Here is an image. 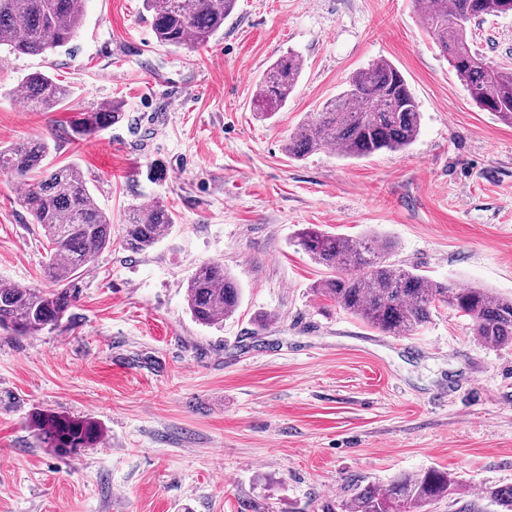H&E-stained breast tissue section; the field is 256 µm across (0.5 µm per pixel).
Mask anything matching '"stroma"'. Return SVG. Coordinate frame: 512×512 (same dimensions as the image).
Listing matches in <instances>:
<instances>
[{"instance_id": "35a3bbf8", "label": "stroma", "mask_w": 512, "mask_h": 512, "mask_svg": "<svg viewBox=\"0 0 512 512\" xmlns=\"http://www.w3.org/2000/svg\"><path fill=\"white\" fill-rule=\"evenodd\" d=\"M512 66V15L472 23ZM304 61L285 107L253 101L279 56ZM414 92L409 147L349 159L288 157L307 113L374 61ZM40 71L69 86L51 112L20 104ZM124 119L77 139L79 112ZM49 143L77 165L113 240L68 319L0 330V512H345L357 487L437 469L467 495L512 486V345L479 343L438 308L418 332L375 330L315 293L326 271L298 244L309 225L392 238L396 265L512 296V125L480 110L424 28L418 0H238L208 46L159 45L143 0H87L69 49L0 46V145ZM0 173V278L42 288L49 253ZM164 200L175 224L147 250L120 240L129 208ZM217 261L241 284L223 324L192 320L186 287ZM86 419L78 455L40 447L32 417Z\"/></svg>"}]
</instances>
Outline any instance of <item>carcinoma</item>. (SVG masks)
I'll use <instances>...</instances> for the list:
<instances>
[{
	"instance_id": "1",
	"label": "carcinoma",
	"mask_w": 512,
	"mask_h": 512,
	"mask_svg": "<svg viewBox=\"0 0 512 512\" xmlns=\"http://www.w3.org/2000/svg\"><path fill=\"white\" fill-rule=\"evenodd\" d=\"M157 41L175 49L208 45L224 28L236 0H144ZM86 0H0V46L30 55L67 46L82 25ZM512 14V0H430L421 19L456 76L483 111L512 124V66L488 60L469 37L471 24L486 16ZM303 72V60L289 52L274 61L260 79L255 108L270 115L286 105ZM24 103L33 112L66 105L70 90L45 73L23 81ZM121 107L111 103L81 112L71 127L82 138L118 123ZM419 104L402 72L381 59L356 71L346 89L318 112H310L288 136L284 149L299 159L336 147L347 157L364 158L398 151L417 137ZM47 143L41 139L0 147V171L26 186L22 198L51 245L44 266L46 288H22L0 280V329L17 336L58 326L76 300V283L99 251L112 244V217L99 208L88 181L73 164L47 166ZM175 223L162 201L148 208L134 206L126 214L123 242L133 252L153 247ZM299 244L311 260L332 272L316 294L332 300L370 327L392 335H412L430 322L433 310L447 306L470 319L472 333L484 345L512 344V297L487 288L454 286L389 261L394 244L366 233L358 238L335 234L316 225L306 227ZM242 288L224 266L203 263L191 275L186 302L201 325H216L233 315ZM38 440L59 455L90 448L101 429L91 421L53 413L34 417ZM463 484L448 472L428 469L401 474L385 489L360 486L349 512H418L424 506L456 495L459 512H486L478 500L464 499ZM483 498L512 512V486L487 488Z\"/></svg>"
}]
</instances>
